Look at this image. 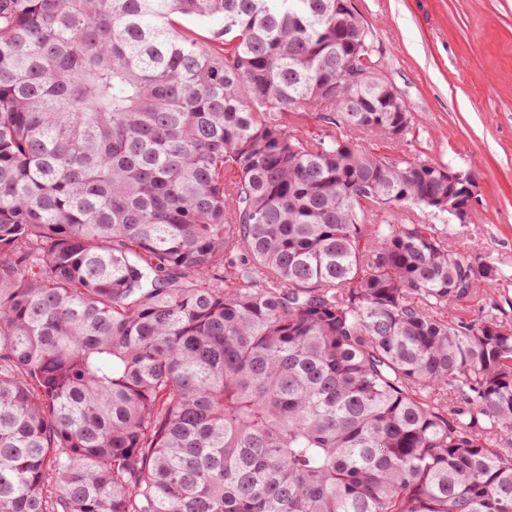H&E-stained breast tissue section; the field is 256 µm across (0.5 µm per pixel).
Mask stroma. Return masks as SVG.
<instances>
[{"label":"stroma","mask_w":512,"mask_h":512,"mask_svg":"<svg viewBox=\"0 0 512 512\" xmlns=\"http://www.w3.org/2000/svg\"><path fill=\"white\" fill-rule=\"evenodd\" d=\"M411 113L407 153L472 172L467 224H432L498 280L483 311L512 319V0H352Z\"/></svg>","instance_id":"35a3bbf8"}]
</instances>
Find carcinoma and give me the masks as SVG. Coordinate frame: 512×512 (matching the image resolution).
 <instances>
[{
    "instance_id": "cac0c4a2",
    "label": "carcinoma",
    "mask_w": 512,
    "mask_h": 512,
    "mask_svg": "<svg viewBox=\"0 0 512 512\" xmlns=\"http://www.w3.org/2000/svg\"><path fill=\"white\" fill-rule=\"evenodd\" d=\"M342 2L0 0V512H512L497 273L370 223L448 179Z\"/></svg>"
}]
</instances>
